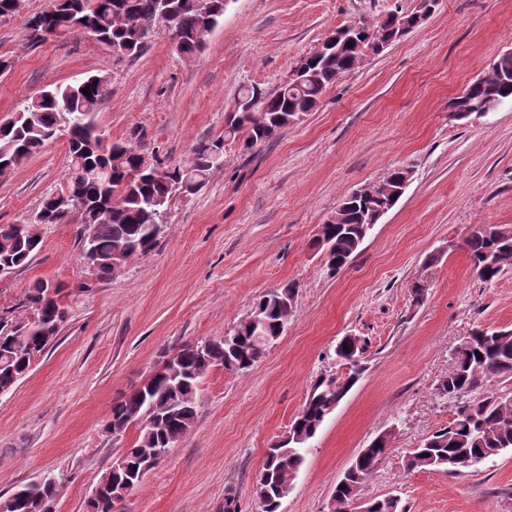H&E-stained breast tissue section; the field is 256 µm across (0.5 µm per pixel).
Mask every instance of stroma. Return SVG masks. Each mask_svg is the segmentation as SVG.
Segmentation results:
<instances>
[{"label": "stroma", "instance_id": "stroma-1", "mask_svg": "<svg viewBox=\"0 0 512 512\" xmlns=\"http://www.w3.org/2000/svg\"><path fill=\"white\" fill-rule=\"evenodd\" d=\"M24 0L0 20V120L42 91L103 75L109 94L94 114L112 141L184 162L196 141L223 135L241 86L270 92L337 28L412 9L415 0H226L223 21L193 56L167 29L138 57L113 60L93 36L36 48ZM512 51V0H439L419 27L366 55L318 105L275 140L251 150L226 143L222 164L196 194L172 201L157 247L116 276L78 256V227L53 224L29 265L0 276V311L39 281L61 284L68 311L29 374L0 396V495L65 474L50 512H85L101 475L137 436L107 429L112 404L156 369L163 353L224 335L267 291L298 285L288 330L244 372L212 368L190 431L119 504V512H259L254 479L311 384L342 374L337 342L365 343L359 381L324 420L279 512H331L338 480L360 449L389 434L364 483L365 501L400 498L405 512H512V452L458 474L410 471L412 448L447 426L455 405L438 383L473 329L512 330V271L490 284L461 247L471 228L512 229V100L460 116L448 100ZM68 145L57 139L0 176V224H23L59 188ZM406 166L412 179L344 268H329L322 224L352 189ZM429 288L413 304L409 284Z\"/></svg>", "mask_w": 512, "mask_h": 512}]
</instances>
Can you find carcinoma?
<instances>
[{
    "mask_svg": "<svg viewBox=\"0 0 512 512\" xmlns=\"http://www.w3.org/2000/svg\"><path fill=\"white\" fill-rule=\"evenodd\" d=\"M171 4L168 30L177 52L193 55L203 47V38L224 18V0H49L46 10L25 22L27 45L35 46L51 38H62L86 31L108 47L118 60L136 57L145 49L159 28L161 3ZM418 27L415 11L390 14L362 25L370 39L353 46L336 44L318 59L306 57L298 62L306 78L298 85L287 84L273 94L242 87L238 98L256 101L254 111L242 109L227 116L224 136L199 140L192 156L183 164L165 165L156 156L130 143L111 142L101 135L92 116L107 98L106 77L92 75L43 92L26 101L7 129L0 128V167L11 169L38 152L54 139L59 128L68 135V167L61 186L46 193L33 221L22 226L0 224V266L17 270L37 254L46 224L92 225L99 254L96 272L112 274V252L121 250L125 262L144 257L158 244L155 225L160 211L177 197L176 185L191 175L203 187L210 171L223 161L215 157L224 152V142L237 141L241 148L272 141L278 133L311 111L324 91L355 70L363 50L373 49L372 40L385 43L390 38L393 17ZM88 88L91 95L82 93ZM512 100V52L496 57L482 82L471 90V112L482 111L486 102L500 105ZM408 169H391L375 184L350 191L343 199L339 223L324 225L321 247L328 256L344 263L353 258L363 242L360 228L378 222L381 210L392 209L402 194ZM77 190L84 198L83 212L63 211L60 198ZM492 235L478 227L463 241L471 266L480 280L495 281L512 269V230L495 226ZM50 285L39 281L29 289L22 306L31 314L24 321L0 313V395L9 393L32 367L34 355L44 348L43 331L52 323L60 329L65 312L60 310L61 288L55 299H46ZM297 287L289 284L263 295L256 303L264 321V334L275 339L283 335L282 326L293 315L289 297ZM236 336L233 350L224 337L200 344L188 343L165 356V360L141 385L133 387L112 405V423L138 424V436L125 449L126 470L106 471L99 484H112L109 498L89 503L95 512H114L124 500L128 486L137 487L145 458L162 447L167 435H185L196 417L200 383L210 368L221 366L232 372L251 367L243 359L257 360L263 351L253 322L244 319L231 328ZM341 376L325 375L312 384L305 403L292 421L288 434L267 448L253 491L261 512H279V489L296 476L309 442L325 418L336 408L360 375V339L344 337L335 348ZM512 382V330L477 329L462 339L452 371L438 390L456 405L448 426L434 432L412 449L407 458L410 470H438L460 473L504 452L512 451V399L502 396L499 381ZM386 447L371 446L359 451L355 467L346 477L344 488L336 491L335 512H349L358 499L363 483L379 465ZM63 475L52 482H32L0 496V512H48V505L64 486ZM368 512H404L400 499L388 496L371 502Z\"/></svg>",
    "mask_w": 512,
    "mask_h": 512,
    "instance_id": "carcinoma-1",
    "label": "carcinoma"
}]
</instances>
